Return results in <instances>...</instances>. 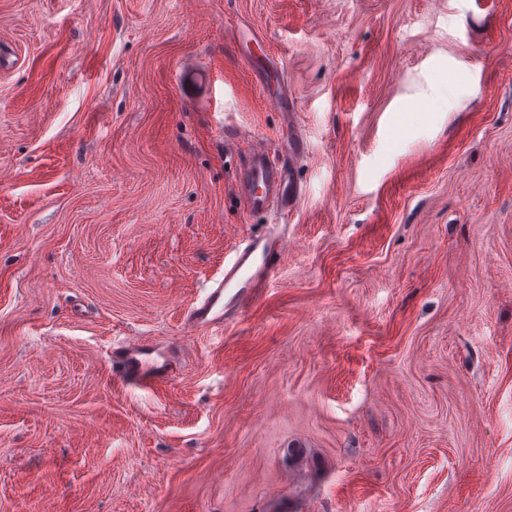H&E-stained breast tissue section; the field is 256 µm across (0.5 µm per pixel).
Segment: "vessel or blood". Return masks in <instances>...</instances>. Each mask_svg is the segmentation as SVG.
I'll use <instances>...</instances> for the list:
<instances>
[{"label":"vessel or blood","mask_w":512,"mask_h":512,"mask_svg":"<svg viewBox=\"0 0 512 512\" xmlns=\"http://www.w3.org/2000/svg\"><path fill=\"white\" fill-rule=\"evenodd\" d=\"M226 150L237 158V193L247 211L279 214L300 199L301 186L269 141L252 139L243 146L232 139ZM287 247L279 234L257 233L242 240L225 261L223 272L205 282L202 296L187 309L184 322L189 330L209 332L243 316L268 287ZM181 351L178 345L124 342L112 347L110 360L122 383L151 390L171 379L173 360Z\"/></svg>","instance_id":"1"}]
</instances>
